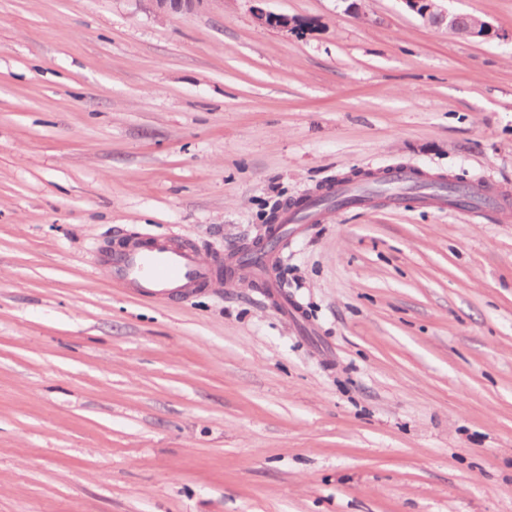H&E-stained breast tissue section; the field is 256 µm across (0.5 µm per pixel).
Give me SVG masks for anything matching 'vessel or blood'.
<instances>
[{
    "label": "vessel or blood",
    "instance_id": "b4317fda",
    "mask_svg": "<svg viewBox=\"0 0 512 512\" xmlns=\"http://www.w3.org/2000/svg\"><path fill=\"white\" fill-rule=\"evenodd\" d=\"M99 262L114 283L156 300L190 296L215 276L214 267L202 262L192 245L161 238L123 244L101 255Z\"/></svg>",
    "mask_w": 512,
    "mask_h": 512
}]
</instances>
